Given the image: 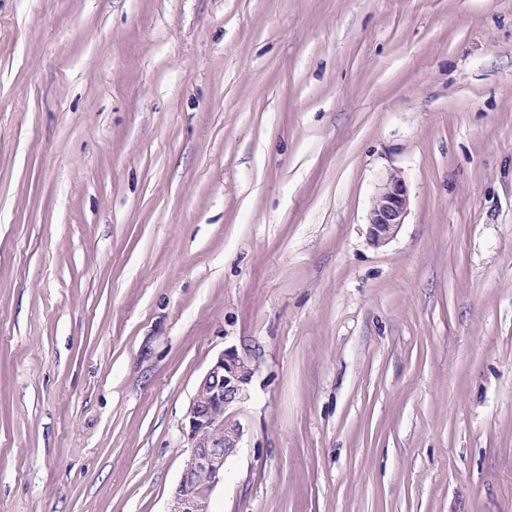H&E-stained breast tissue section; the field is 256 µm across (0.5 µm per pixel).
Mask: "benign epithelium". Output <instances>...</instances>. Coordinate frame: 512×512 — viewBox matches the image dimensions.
Listing matches in <instances>:
<instances>
[{
    "instance_id": "7a95c632",
    "label": "benign epithelium",
    "mask_w": 512,
    "mask_h": 512,
    "mask_svg": "<svg viewBox=\"0 0 512 512\" xmlns=\"http://www.w3.org/2000/svg\"><path fill=\"white\" fill-rule=\"evenodd\" d=\"M407 211L406 182L392 172L372 198L368 227L372 245L388 244L404 224ZM252 377L249 360L229 349L199 380L185 414L189 452L168 512H209L211 495L224 483V465L244 434L235 414L248 398Z\"/></svg>"
}]
</instances>
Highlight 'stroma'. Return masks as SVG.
Masks as SVG:
<instances>
[{
    "label": "stroma",
    "mask_w": 512,
    "mask_h": 512,
    "mask_svg": "<svg viewBox=\"0 0 512 512\" xmlns=\"http://www.w3.org/2000/svg\"><path fill=\"white\" fill-rule=\"evenodd\" d=\"M227 349L212 512H512V0H0V512H167ZM408 211V188L404 179L390 173L373 196L368 236L372 245L388 244L399 232ZM253 370L248 359L229 349L199 380L185 414L189 452L167 512H209L211 495L224 483V465L240 448L244 430L235 414L248 398Z\"/></svg>",
    "instance_id": "obj_1"
}]
</instances>
